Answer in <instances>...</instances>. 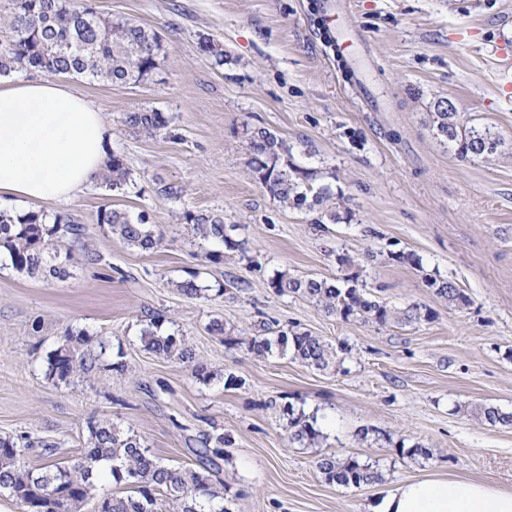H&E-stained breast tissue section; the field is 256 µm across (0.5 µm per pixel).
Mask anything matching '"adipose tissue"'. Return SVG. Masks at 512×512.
Here are the masks:
<instances>
[{
  "instance_id": "1",
  "label": "adipose tissue",
  "mask_w": 512,
  "mask_h": 512,
  "mask_svg": "<svg viewBox=\"0 0 512 512\" xmlns=\"http://www.w3.org/2000/svg\"><path fill=\"white\" fill-rule=\"evenodd\" d=\"M111 145L102 113L67 83L0 78V209L74 197ZM375 512H512V490L427 477L390 490Z\"/></svg>"
}]
</instances>
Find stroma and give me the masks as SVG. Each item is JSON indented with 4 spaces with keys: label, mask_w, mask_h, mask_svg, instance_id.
<instances>
[{
    "label": "stroma",
    "mask_w": 512,
    "mask_h": 512,
    "mask_svg": "<svg viewBox=\"0 0 512 512\" xmlns=\"http://www.w3.org/2000/svg\"><path fill=\"white\" fill-rule=\"evenodd\" d=\"M337 2L363 56L367 100L343 75L316 0H95L101 14L157 32L163 52L137 84L68 77L103 112L131 181L119 192L93 181L44 205L84 227L66 278L0 266V436L30 437L22 464L75 459L89 425L109 420L175 468H198L196 449L224 437L212 474L226 512H371L397 483L426 475L512 490V427L472 418L480 404L512 412V89L499 85L494 55L512 45V0ZM204 37L220 42L224 66L200 52ZM440 99L464 125L500 136L497 152L458 158L427 123ZM139 109L163 112L167 127L133 132L123 118ZM255 126L286 140L292 163L330 186L337 223L317 231L315 212L270 195L249 165ZM108 207L145 213L161 246L124 244L98 221ZM189 210L223 212L238 249L209 262ZM86 246L97 264L84 261ZM399 251L417 254L420 267L393 261ZM344 255L373 298L425 307L432 319L344 321L269 286L278 272L343 278ZM428 275L453 280L469 305L448 307L426 288ZM192 276L224 294H179L175 282ZM153 313L180 330L211 380L144 350ZM215 320L223 334L210 332ZM267 326L325 338L340 368L255 357L246 343ZM80 330L105 354L69 383L48 379L49 355ZM119 359L120 374L109 369ZM230 374L238 383L228 387ZM288 403L332 418L316 447L289 440ZM416 445L427 455L412 454ZM326 453L354 456L381 479L329 482L317 467Z\"/></svg>",
    "instance_id": "stroma-1"
}]
</instances>
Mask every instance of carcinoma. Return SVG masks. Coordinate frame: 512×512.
Masks as SVG:
<instances>
[{"instance_id": "1", "label": "carcinoma", "mask_w": 512, "mask_h": 512, "mask_svg": "<svg viewBox=\"0 0 512 512\" xmlns=\"http://www.w3.org/2000/svg\"><path fill=\"white\" fill-rule=\"evenodd\" d=\"M5 2L7 19L0 29V76L35 70L131 84L144 81L157 69L162 50L157 33L126 19L101 15L92 0H84L79 6L73 5L72 0ZM199 48L215 65H224V50L214 40L202 38ZM429 117L437 135L450 143L461 159L493 153L500 145L498 135L488 128L459 125L456 113L448 111L446 100L436 101ZM124 123L134 132L148 135L167 126L163 113L155 109L129 112ZM247 135L250 167L280 203L313 210L330 196L329 188L313 186L312 174L292 166L291 147L284 139L257 126L248 129ZM98 179L108 190H120L127 185L129 170L123 159L114 155ZM184 219L191 225L194 238L211 246L205 252L207 260L220 262L224 250L238 247L232 236L235 225L225 224L224 215L189 210ZM99 221L109 225L111 232L130 246L147 251L160 243L143 213L104 209ZM83 233L82 225L61 216L55 217L54 225L49 226L42 211L32 210L19 219L0 211V255L13 269L30 278L67 276L66 266L72 254L63 238L75 243L81 241ZM344 282L347 287L341 288L326 279L280 272L270 279L269 286L279 295L298 296L316 304L326 315L345 321L354 318L386 326L429 317L415 304L395 311L370 298L366 285L359 283L356 274ZM425 286L448 301L450 307L470 304V298L450 280L430 276L425 278ZM173 287L191 298L209 291L194 277L176 281ZM164 322L160 314L151 316L140 336L144 350L190 362L192 353L183 335L163 332ZM93 345L94 337L85 332L66 336L64 343L48 358V378L62 383L70 381L92 359ZM248 350L261 358L274 353L289 354L316 370L331 369L337 363L336 348L324 338L292 328L279 329L273 336H256L249 340ZM282 415L287 417L291 441L309 446L320 443L322 433L306 416L295 414L289 405L283 407ZM473 416L490 426H512V412L494 406H479ZM225 442L220 436L218 447L196 450L200 469L179 471L162 465L149 454L132 430L116 423H96L89 427L85 450L73 463L29 469L20 465L22 449L15 441L0 437V489L9 492L21 512H78L87 499L95 497L92 490L101 478V462L110 461L112 480L128 486L132 494L119 498L104 494L98 497L93 512H162V506L167 503L175 505V512H226L224 487L216 486L210 475L213 457L220 455ZM317 467L328 481L342 486L361 487L380 480L377 470L353 457L325 454L317 461Z\"/></svg>"}]
</instances>
